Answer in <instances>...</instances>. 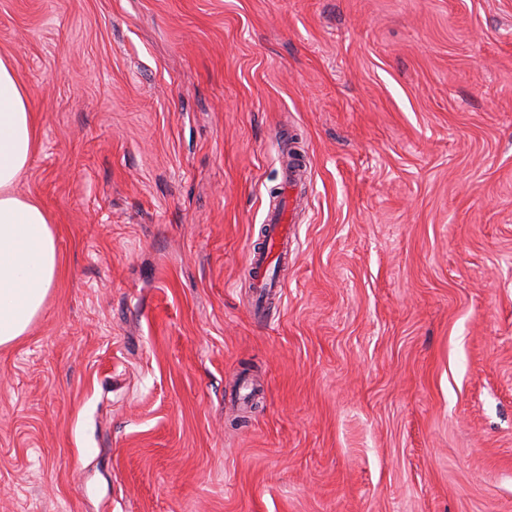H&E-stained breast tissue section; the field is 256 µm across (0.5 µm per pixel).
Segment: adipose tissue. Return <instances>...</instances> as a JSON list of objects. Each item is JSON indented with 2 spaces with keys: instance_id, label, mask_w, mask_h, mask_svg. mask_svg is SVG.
I'll use <instances>...</instances> for the list:
<instances>
[{
  "instance_id": "adipose-tissue-1",
  "label": "adipose tissue",
  "mask_w": 512,
  "mask_h": 512,
  "mask_svg": "<svg viewBox=\"0 0 512 512\" xmlns=\"http://www.w3.org/2000/svg\"><path fill=\"white\" fill-rule=\"evenodd\" d=\"M35 129L16 68L0 56V347L41 314L59 266L47 212L16 190L36 150Z\"/></svg>"
}]
</instances>
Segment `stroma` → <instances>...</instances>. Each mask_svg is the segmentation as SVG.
<instances>
[{
    "instance_id": "stroma-1",
    "label": "stroma",
    "mask_w": 512,
    "mask_h": 512,
    "mask_svg": "<svg viewBox=\"0 0 512 512\" xmlns=\"http://www.w3.org/2000/svg\"><path fill=\"white\" fill-rule=\"evenodd\" d=\"M2 55L60 272L0 512H512V0H0ZM300 180L299 166L292 167L287 162L282 174V190L284 197L288 191V206L285 200H280L274 211L267 215L263 246L258 251H250L247 254V276L259 299L276 287L275 273L284 258V245L288 243L294 228L293 193Z\"/></svg>"
}]
</instances>
